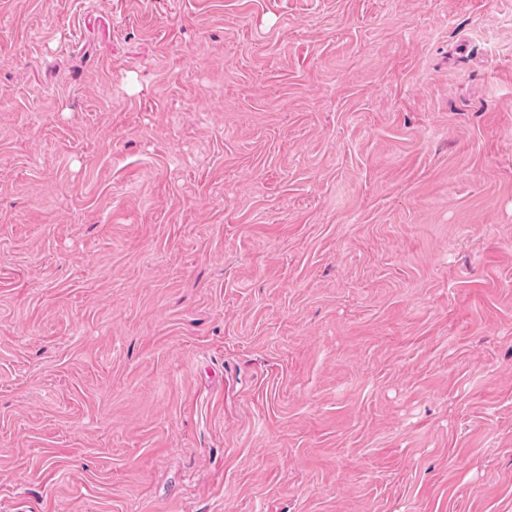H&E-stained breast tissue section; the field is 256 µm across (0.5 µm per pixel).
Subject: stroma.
<instances>
[{
    "mask_svg": "<svg viewBox=\"0 0 512 512\" xmlns=\"http://www.w3.org/2000/svg\"><path fill=\"white\" fill-rule=\"evenodd\" d=\"M0 512H512V0H0Z\"/></svg>",
    "mask_w": 512,
    "mask_h": 512,
    "instance_id": "obj_1",
    "label": "stroma"
}]
</instances>
